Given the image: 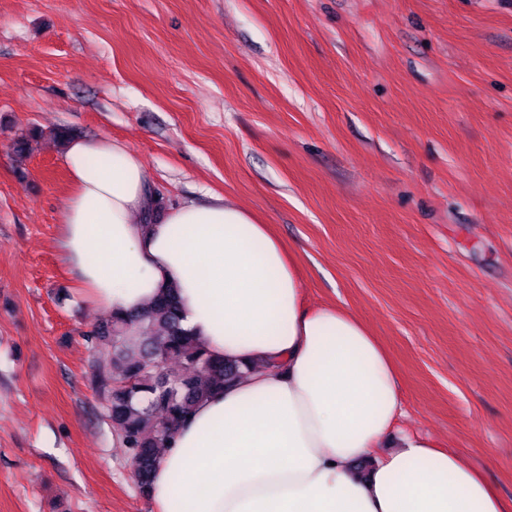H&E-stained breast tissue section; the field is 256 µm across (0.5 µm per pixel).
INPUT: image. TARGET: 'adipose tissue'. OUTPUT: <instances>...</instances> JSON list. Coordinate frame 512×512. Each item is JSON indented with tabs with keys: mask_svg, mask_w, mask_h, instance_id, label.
<instances>
[{
	"mask_svg": "<svg viewBox=\"0 0 512 512\" xmlns=\"http://www.w3.org/2000/svg\"><path fill=\"white\" fill-rule=\"evenodd\" d=\"M59 250L84 297L142 310L177 287L182 324L242 378L199 402L159 460L154 512H512L483 473L399 433L401 374L349 310L306 306L284 243L212 196L161 205L127 146L72 136Z\"/></svg>",
	"mask_w": 512,
	"mask_h": 512,
	"instance_id": "1",
	"label": "adipose tissue"
}]
</instances>
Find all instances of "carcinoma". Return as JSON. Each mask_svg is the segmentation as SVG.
I'll return each mask as SVG.
<instances>
[{"label":"carcinoma","instance_id":"1","mask_svg":"<svg viewBox=\"0 0 512 512\" xmlns=\"http://www.w3.org/2000/svg\"><path fill=\"white\" fill-rule=\"evenodd\" d=\"M181 320L172 287L142 313H104L87 333L104 347L93 361V387L143 491L172 430L197 402L242 376L240 366L200 346Z\"/></svg>","mask_w":512,"mask_h":512}]
</instances>
